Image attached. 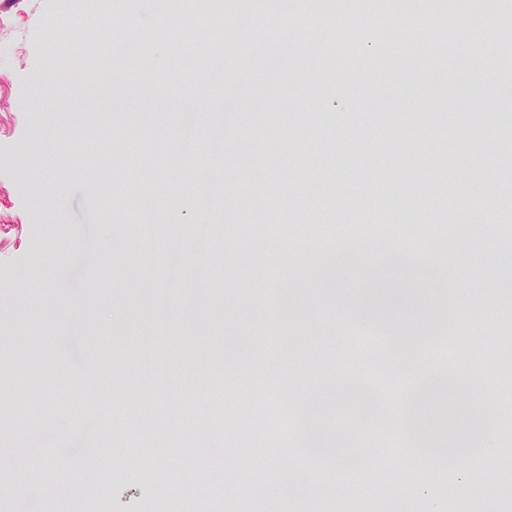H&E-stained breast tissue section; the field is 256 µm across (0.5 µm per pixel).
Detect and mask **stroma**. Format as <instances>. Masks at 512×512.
<instances>
[{"label": "stroma", "mask_w": 512, "mask_h": 512, "mask_svg": "<svg viewBox=\"0 0 512 512\" xmlns=\"http://www.w3.org/2000/svg\"><path fill=\"white\" fill-rule=\"evenodd\" d=\"M235 2L259 22L248 55L229 52L216 73L213 33L233 7L0 0V512H171L162 490L174 475L213 485L204 512H265L257 488L284 470L313 494L283 497L279 512H361L397 493L418 512H462L448 496L458 471L512 482V460L485 445L493 434L512 445V377L469 348L512 320V196L492 177L471 192L482 171L512 168V82L478 92L471 78L490 64L482 47L512 29V0L483 6L476 27L463 5L415 0L414 43L362 21L398 18L399 0ZM450 12L447 75L404 69L434 55ZM284 28L294 44L282 56L272 45ZM93 47L88 73L79 63ZM382 183L391 221L373 204ZM175 227L194 276L171 296L161 283ZM357 229L411 265L391 277L365 255L334 287H297L322 246ZM202 235L214 243L205 252ZM369 304L383 313L382 349L415 343L388 372L347 357L379 349L353 343ZM203 359L223 377L224 428L249 408L268 438L261 452L244 439L218 457L189 443L185 420L210 414V391L193 384ZM90 364L97 381L78 384ZM446 372L469 390L420 406L447 448L415 439L412 463L403 396ZM354 375L389 398V422L339 406L317 425L330 447L375 460L352 471L336 454L312 470L278 441L281 420L302 429L301 403ZM106 439L118 450L109 461L92 453ZM326 484L333 496H320Z\"/></svg>", "instance_id": "stroma-1"}]
</instances>
